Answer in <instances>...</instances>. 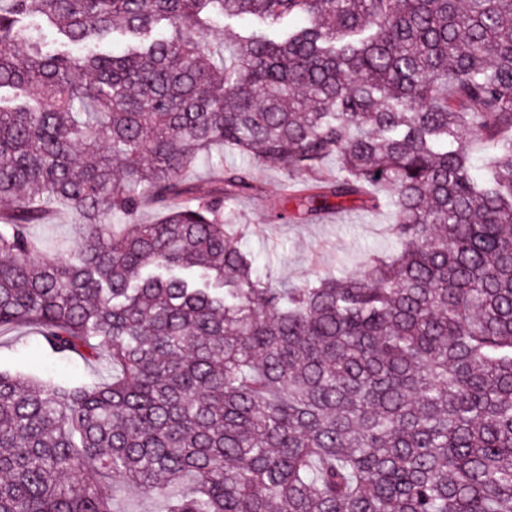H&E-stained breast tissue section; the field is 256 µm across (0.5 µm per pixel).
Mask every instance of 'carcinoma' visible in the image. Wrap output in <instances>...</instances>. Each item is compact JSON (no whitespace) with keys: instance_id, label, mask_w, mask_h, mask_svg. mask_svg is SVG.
I'll return each instance as SVG.
<instances>
[{"instance_id":"obj_1","label":"carcinoma","mask_w":512,"mask_h":512,"mask_svg":"<svg viewBox=\"0 0 512 512\" xmlns=\"http://www.w3.org/2000/svg\"><path fill=\"white\" fill-rule=\"evenodd\" d=\"M226 145L309 214L387 192L394 253L273 284L250 170L184 179ZM0 199V334L112 364L0 370V512H112L114 476L167 512H512V0H0ZM72 223V216L61 210L44 224L32 226L31 231L40 241L44 256L62 258L80 247L81 241Z\"/></svg>"}]
</instances>
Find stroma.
<instances>
[{
  "instance_id": "stroma-1",
  "label": "stroma",
  "mask_w": 512,
  "mask_h": 512,
  "mask_svg": "<svg viewBox=\"0 0 512 512\" xmlns=\"http://www.w3.org/2000/svg\"><path fill=\"white\" fill-rule=\"evenodd\" d=\"M254 189L234 204L233 221L250 225L247 242L261 267L270 269L276 282L300 283L317 274L342 269L354 271L373 252L388 251L391 245L389 210L368 211L354 203L323 212L309 221L292 219L293 203L287 202L291 183L284 172L265 166L252 169ZM44 256L61 258L81 245L72 216L59 211L32 227ZM0 369L29 377H52L59 382L83 377L103 380L110 372L105 365L87 364L73 357L48 355L38 331L24 326L0 335Z\"/></svg>"
}]
</instances>
